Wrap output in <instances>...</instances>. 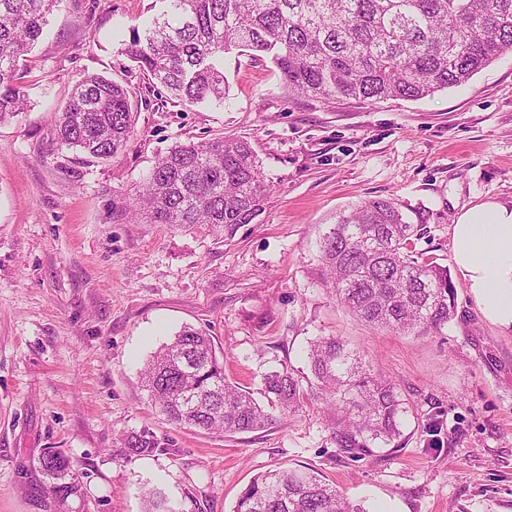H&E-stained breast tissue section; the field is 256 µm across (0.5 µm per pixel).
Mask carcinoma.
<instances>
[{"label":"carcinoma","instance_id":"obj_1","mask_svg":"<svg viewBox=\"0 0 512 512\" xmlns=\"http://www.w3.org/2000/svg\"><path fill=\"white\" fill-rule=\"evenodd\" d=\"M125 53L184 105L226 98L224 53L267 56L288 92L322 101L423 99L467 82L512 50V0H166ZM62 0H0V122L27 106L19 60L47 34ZM136 115L127 90L99 74L74 85L55 116L59 148L107 159L126 146ZM266 188L250 145L238 138L178 144L156 162L129 203L148 224H208L231 237L261 214ZM426 233L398 205L371 199L347 213L320 241L323 276L358 319L399 334L441 329L455 309L448 269L411 250ZM311 372L333 410L336 444L346 453L400 437L403 400L357 349L337 336L309 350ZM151 402L174 424L219 433L265 428L272 413L224 374L209 330L185 327L141 372ZM282 412L304 403L288 369L264 377ZM152 436L125 439L121 454L155 452ZM52 477L71 471L60 450L43 457ZM233 512H362L311 468L258 475Z\"/></svg>","mask_w":512,"mask_h":512}]
</instances>
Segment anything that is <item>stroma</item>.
Masks as SVG:
<instances>
[{
  "instance_id": "1",
  "label": "stroma",
  "mask_w": 512,
  "mask_h": 512,
  "mask_svg": "<svg viewBox=\"0 0 512 512\" xmlns=\"http://www.w3.org/2000/svg\"><path fill=\"white\" fill-rule=\"evenodd\" d=\"M164 0H62L20 68L27 109L0 123V512H233L258 474L311 466L363 512H512V335L460 279L456 313L415 337L371 329L328 292L319 244L340 212L385 198L427 227L412 247L452 267L449 228L483 202L512 206V50L420 100L320 102L289 94L265 57L224 56L223 104L164 100L124 49ZM101 74L136 113L125 148L89 161L55 142L72 86ZM232 136L254 150L262 214L223 237L207 225L132 222L125 206L173 145ZM208 329L226 376L260 403L283 368L306 391L255 432L173 424L141 371L181 328ZM340 336L405 402L400 437L347 454L307 361ZM161 451L126 460L131 434ZM59 449L71 477L41 462Z\"/></svg>"
}]
</instances>
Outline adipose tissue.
Masks as SVG:
<instances>
[{
	"mask_svg": "<svg viewBox=\"0 0 512 512\" xmlns=\"http://www.w3.org/2000/svg\"><path fill=\"white\" fill-rule=\"evenodd\" d=\"M458 278L483 317L512 334V207L483 203L460 213L451 226Z\"/></svg>",
	"mask_w": 512,
	"mask_h": 512,
	"instance_id": "ef3b65f1",
	"label": "adipose tissue"
}]
</instances>
